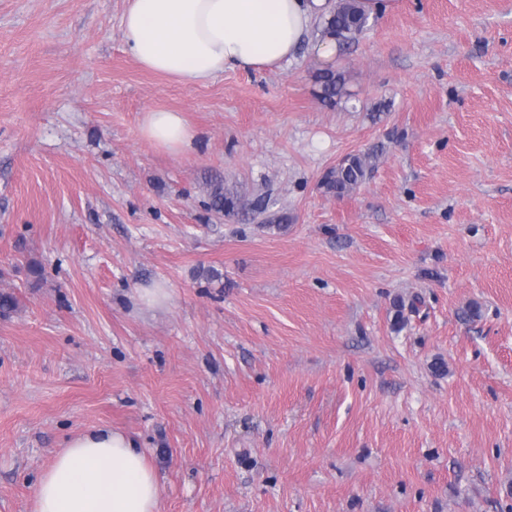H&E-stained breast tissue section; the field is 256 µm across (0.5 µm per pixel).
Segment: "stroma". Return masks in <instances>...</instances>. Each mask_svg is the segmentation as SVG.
<instances>
[{"mask_svg":"<svg viewBox=\"0 0 512 512\" xmlns=\"http://www.w3.org/2000/svg\"><path fill=\"white\" fill-rule=\"evenodd\" d=\"M127 6L0 0V512L93 427L159 512H512V0H395L334 106L304 48L144 70ZM159 107L192 150L142 136ZM217 180L264 213L210 211ZM376 155L353 154L339 166L331 169L322 181L328 191L343 197L356 189L374 168Z\"/></svg>","mask_w":512,"mask_h":512,"instance_id":"1","label":"stroma"}]
</instances>
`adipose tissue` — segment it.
Returning <instances> with one entry per match:
<instances>
[{
    "label": "adipose tissue",
    "instance_id": "1",
    "mask_svg": "<svg viewBox=\"0 0 512 512\" xmlns=\"http://www.w3.org/2000/svg\"><path fill=\"white\" fill-rule=\"evenodd\" d=\"M332 9V0H129L122 39L142 68L196 87L229 70L280 67L305 41L318 63L331 65L338 41L311 31ZM141 133L171 153L191 150L197 136L180 112L162 108L148 111ZM161 492L130 436L90 428L41 472L32 512H159Z\"/></svg>",
    "mask_w": 512,
    "mask_h": 512
}]
</instances>
